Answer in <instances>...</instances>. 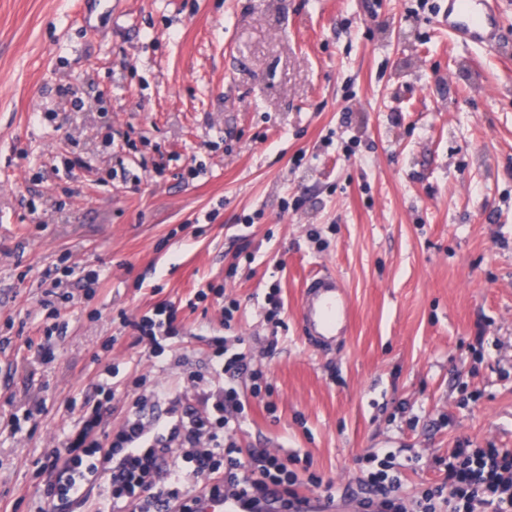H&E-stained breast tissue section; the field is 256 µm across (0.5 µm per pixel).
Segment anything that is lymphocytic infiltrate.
<instances>
[{"label":"lymphocytic infiltrate","mask_w":512,"mask_h":512,"mask_svg":"<svg viewBox=\"0 0 512 512\" xmlns=\"http://www.w3.org/2000/svg\"><path fill=\"white\" fill-rule=\"evenodd\" d=\"M148 399L138 398L135 410L113 441L92 438L91 423L84 424L78 439L48 454L43 468L74 471L84 456H95L93 474L109 487L112 512H193L197 496L182 491L186 479L213 495L244 499L250 512H262L275 501L282 512H292L299 496L297 474L288 471L278 456L267 452L241 459L226 438L240 424L243 406L234 388L218 392L211 412L185 408L179 398L169 400L179 415V425L167 444L137 448L133 441L149 426ZM180 453L185 470L161 476V466ZM364 489L365 507L378 512H407L395 497L401 479L392 465L366 470L357 479ZM456 502L465 512H512V454L495 448H458L448 459V480L425 492L415 503L416 512H440L441 505Z\"/></svg>","instance_id":"f902f5d3"}]
</instances>
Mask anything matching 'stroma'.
Wrapping results in <instances>:
<instances>
[{"label": "stroma", "mask_w": 512, "mask_h": 512, "mask_svg": "<svg viewBox=\"0 0 512 512\" xmlns=\"http://www.w3.org/2000/svg\"><path fill=\"white\" fill-rule=\"evenodd\" d=\"M446 5L116 0L89 38L75 0H0V512H39L99 379L113 431L143 382L198 409L219 342L242 456L319 492L390 452L411 502L454 448L512 452V2L495 51ZM318 273L357 310L328 352ZM162 304L155 352L131 323ZM304 288L301 311L305 341L314 349H330L336 336L353 321L350 295L343 282L333 275L315 276ZM225 351L221 344H218L215 349L214 358L216 359L215 371L222 374H229L232 377L239 376L248 372L249 365L246 357L242 353H236L226 358Z\"/></svg>", "instance_id": "35a3bbf8"}]
</instances>
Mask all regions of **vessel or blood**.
Instances as JSON below:
<instances>
[{"instance_id":"obj_1","label":"vessel or blood","mask_w":512,"mask_h":512,"mask_svg":"<svg viewBox=\"0 0 512 512\" xmlns=\"http://www.w3.org/2000/svg\"><path fill=\"white\" fill-rule=\"evenodd\" d=\"M112 13V0H80L78 14L83 23ZM450 33L463 42L483 49L499 45L500 13L492 0H448V11L441 18ZM306 343L313 348H332L337 336L346 331L354 317V306L343 282L335 276H316L307 281L301 300ZM177 421L160 415L154 425L140 434L141 446L156 445L169 439ZM200 512H243L242 501L231 497L201 495ZM296 512H362L359 500L337 506L326 497L303 494L295 502Z\"/></svg>"}]
</instances>
